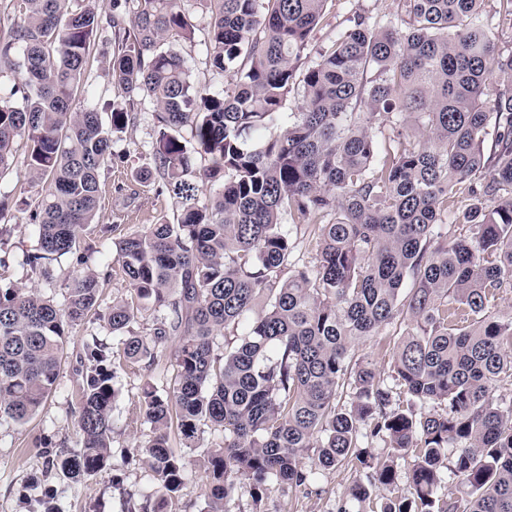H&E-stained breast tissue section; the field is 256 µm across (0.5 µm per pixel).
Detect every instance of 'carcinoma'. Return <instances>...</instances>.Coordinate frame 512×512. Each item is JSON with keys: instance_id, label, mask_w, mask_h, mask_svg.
I'll return each mask as SVG.
<instances>
[{"instance_id": "obj_1", "label": "carcinoma", "mask_w": 512, "mask_h": 512, "mask_svg": "<svg viewBox=\"0 0 512 512\" xmlns=\"http://www.w3.org/2000/svg\"><path fill=\"white\" fill-rule=\"evenodd\" d=\"M9 2L0 73L18 81L0 97V175L19 165L45 186L25 263L50 279L52 260L81 264L96 249L81 232L140 100L155 105V170L185 202L176 223L112 241L128 300L99 309L90 268L61 304L0 287V420L33 418L56 388L68 327L93 315L112 343L83 344L78 444L52 459L64 477L114 467L118 372L174 369L141 388L155 489L126 512H164L181 492L174 425L191 448L201 426L223 431L199 454L200 512H236L240 485L264 512L273 493L305 492L342 466L355 475L333 512H362L397 486L408 452L410 494L381 512H512V404L496 396L512 378V319L494 312L512 288V50L497 49L484 0H399L395 18L357 19L318 50L310 36L328 0H209V64L230 83L208 90L180 49L195 33L184 0H137L127 23L81 0ZM105 26L120 104L83 94ZM295 90L302 106L287 112ZM196 154L208 161L201 181L216 185L202 201L187 179ZM16 206L0 194V238ZM454 213L469 235L445 227ZM285 216L315 240V263L292 259ZM397 321L413 328L389 386L353 347ZM378 441L383 457L368 451ZM448 473L457 485L443 494Z\"/></svg>"}]
</instances>
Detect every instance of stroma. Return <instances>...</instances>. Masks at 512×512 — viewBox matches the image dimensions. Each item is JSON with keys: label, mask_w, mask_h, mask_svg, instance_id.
<instances>
[{"label": "stroma", "mask_w": 512, "mask_h": 512, "mask_svg": "<svg viewBox=\"0 0 512 512\" xmlns=\"http://www.w3.org/2000/svg\"><path fill=\"white\" fill-rule=\"evenodd\" d=\"M397 3L398 0H332L328 23L316 29L313 42L318 46L326 43L359 15L392 17ZM185 7L192 12L196 23L193 40L182 46L183 53L193 59L192 81L200 88H214L216 80L205 49L209 17L204 0H187ZM113 48L111 31H99L91 52L90 66L84 75V85L95 99L119 103L123 94L112 83L103 64ZM154 112L150 101L138 102L134 108L133 123L115 137V157L101 173L103 192L99 215L95 223L84 226V239H98L99 227L103 224L115 225L114 235L119 238L140 233L146 225L161 218L175 220L179 214L182 207L180 198L164 188L160 177L151 172L156 138ZM143 171L148 172V179L143 182L135 180V173ZM12 222L15 230L7 262L0 266V286L33 289L54 302H63L66 284L78 272V265L71 259H60L54 265L52 281L43 280L38 273L22 264L24 252L36 244L27 212H14ZM86 265L107 276L100 294L102 307L111 306L113 300L129 297L128 284L113 259L111 245L101 246L99 251L88 254ZM409 328L406 322L394 324L387 330V339L373 337L362 340L356 343L355 349L374 361L381 377L390 378L393 344ZM94 338L108 343L112 334L103 322L92 318L72 325L68 330L56 390L28 423L0 422V512H42L41 490L47 481L56 490L55 504L59 512H121L123 499L130 497L140 501L152 493L154 479L143 462L142 449L151 429L139 411L138 395L145 380L159 378L162 374L163 369L159 366L122 372L116 379L119 395L112 409V454L121 468V487H113L112 472L108 469L79 483L46 471L41 441H48L56 451L75 447L77 443L74 419L70 413L77 397V355L83 343ZM170 444L186 458L187 479L180 497L169 503L166 512H199L206 489V475L199 466L198 454L186 448L178 430H171ZM350 478V472L341 468L319 476L315 493L275 495L268 502V512H329Z\"/></svg>", "instance_id": "35a3bbf8"}]
</instances>
